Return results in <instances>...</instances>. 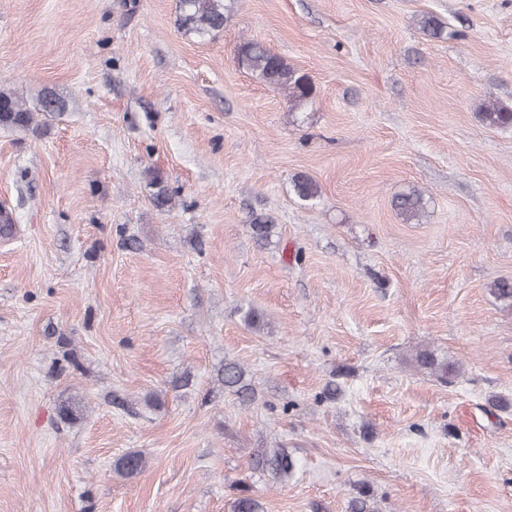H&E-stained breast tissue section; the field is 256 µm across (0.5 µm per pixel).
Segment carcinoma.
Returning a JSON list of instances; mask_svg holds the SVG:
<instances>
[{"instance_id": "cac0c4a2", "label": "carcinoma", "mask_w": 512, "mask_h": 512, "mask_svg": "<svg viewBox=\"0 0 512 512\" xmlns=\"http://www.w3.org/2000/svg\"><path fill=\"white\" fill-rule=\"evenodd\" d=\"M229 10V0H179L178 29L196 38L210 36L224 27L226 13ZM237 60L241 66L270 87L288 91V97L296 108L305 105L313 93V86L307 75L289 66L258 41L241 42L237 50ZM482 117L493 126L512 125V109L496 103L488 105ZM34 126V113L21 104L11 91L0 87V127L26 132ZM153 184L157 187L154 195L155 206L160 209L168 206L173 200V194L164 184L163 178L158 174L153 176ZM295 190L299 202L304 206L313 205L318 197L317 185L308 178H298ZM395 206L410 220L420 217L426 207V201L421 192L410 190L397 196ZM416 362L445 383L448 382V377L460 373L456 364L439 359L429 349L419 351L416 354ZM244 376L245 371L240 364L233 361L224 363L225 388L242 393L245 389ZM147 463L148 459L143 453L130 452L115 462L114 470L119 475L130 478L141 473ZM233 512H261V504L249 495V488L241 487L239 497L233 502Z\"/></svg>"}]
</instances>
